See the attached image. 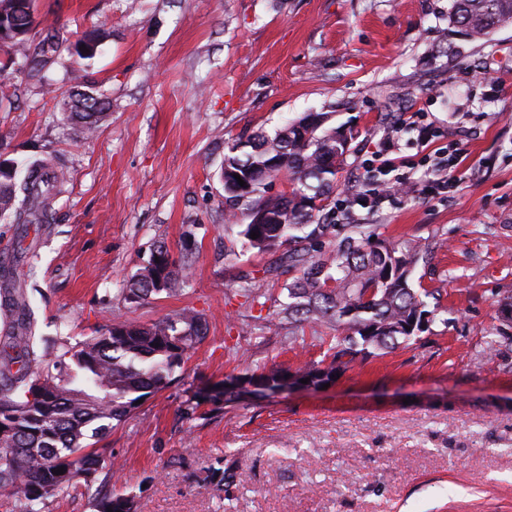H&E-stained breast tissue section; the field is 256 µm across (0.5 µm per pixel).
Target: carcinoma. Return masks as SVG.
<instances>
[{"label":"carcinoma","mask_w":512,"mask_h":512,"mask_svg":"<svg viewBox=\"0 0 512 512\" xmlns=\"http://www.w3.org/2000/svg\"><path fill=\"white\" fill-rule=\"evenodd\" d=\"M34 0H0V78L19 71L40 83L64 52L91 59L103 33L84 34L75 43L57 30L31 39ZM448 20L472 41L512 25V0H448ZM88 49L83 53L82 49ZM107 101L103 93L80 90L64 104L63 116L83 133L97 130ZM330 112H304L274 133L258 132L228 146L220 167L225 202L242 206V244L259 253L281 252L279 262L292 273L284 285L288 301L276 316L288 322V339L305 327L343 330L323 359L294 369L272 366L234 379L256 387L286 376L332 381V376L370 357L419 337L414 324L426 308L411 280L412 269L430 254L429 245L411 240L398 246L382 237L376 224H322L336 209L337 174L350 147L346 127L331 123ZM18 179L0 167V217L16 224H50L54 202L66 192L62 157L55 153L28 158ZM246 182L240 186L235 176ZM287 186L268 192V185ZM259 234L256 239L251 233ZM191 249L175 255L164 242L120 289L126 308L153 296L183 291L191 269ZM240 296L252 307H266L268 289L249 273L237 276ZM0 489L10 490L12 512H42L48 497L69 489L84 490L95 512H132L130 496L105 490L114 464L93 442L138 409L135 402L167 388L187 355L208 330L207 319L183 310L150 324L120 313L98 335L71 343L50 344L39 332L37 309L16 280V266L0 268ZM201 388L185 401L186 414L220 400L240 399L235 388ZM64 469L58 474L56 470Z\"/></svg>","instance_id":"1"}]
</instances>
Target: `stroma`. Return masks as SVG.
<instances>
[{"label":"stroma","mask_w":512,"mask_h":512,"mask_svg":"<svg viewBox=\"0 0 512 512\" xmlns=\"http://www.w3.org/2000/svg\"><path fill=\"white\" fill-rule=\"evenodd\" d=\"M36 34L105 25L89 65L63 56L50 94L21 73L0 100V159L63 154L68 185L55 220L0 219V260L18 266L47 338L96 335L119 290L160 240L189 243L188 287L129 312L153 322L190 308L209 322L181 376L98 447L120 468L114 489L134 512H512V346L488 345L497 304L512 298V26L483 41L448 21V0H36ZM103 90L94 135L61 119L71 88ZM440 131L422 145L410 115ZM303 112L352 127L337 199L362 192V164L389 149L413 186L349 224L435 243L414 282L436 319L416 341L369 358L324 389L243 398L186 417L197 389L256 365L320 359L328 329L295 343L273 314L289 275L242 248L226 217L219 168L228 144ZM462 180L436 190L440 152ZM264 278L258 318L234 278ZM233 475L217 486L216 462Z\"/></svg>","instance_id":"1"}]
</instances>
